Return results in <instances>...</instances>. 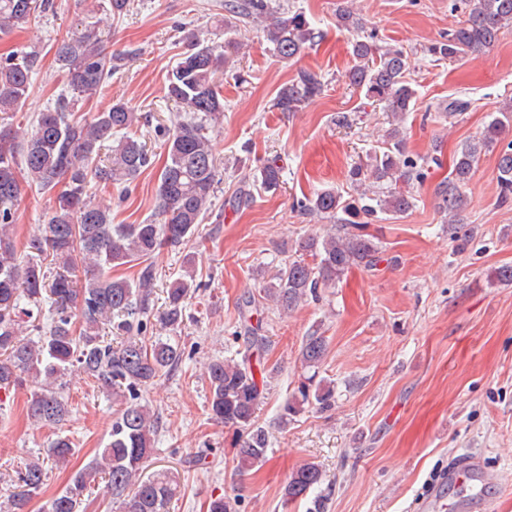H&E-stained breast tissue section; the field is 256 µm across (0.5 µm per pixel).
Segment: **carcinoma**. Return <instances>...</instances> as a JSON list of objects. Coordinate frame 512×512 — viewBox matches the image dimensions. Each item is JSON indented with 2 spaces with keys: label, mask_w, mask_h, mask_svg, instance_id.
<instances>
[{
  "label": "carcinoma",
  "mask_w": 512,
  "mask_h": 512,
  "mask_svg": "<svg viewBox=\"0 0 512 512\" xmlns=\"http://www.w3.org/2000/svg\"><path fill=\"white\" fill-rule=\"evenodd\" d=\"M50 0H0V35L30 23L49 8ZM229 13L264 24L263 32L282 59L291 60L314 42L317 32L301 12L272 5V0H229ZM452 10L464 20L448 30V37L430 44L427 53L451 59L465 51L494 47L502 31L512 28V0H455ZM190 49L183 53L166 78L165 97L188 109L192 117L168 129V157L159 175L158 221L146 224L112 223V207L87 200L89 185L130 183L151 164L145 145L135 136L141 115L127 103L116 101L87 118L77 106L91 100L112 71L124 60L107 51L99 28L84 25L78 33L57 40L55 61L72 91L56 106L38 113L33 132L20 134L4 117L26 102L32 78L40 65L36 50L0 57V390L32 383L28 418L41 427L55 428L70 413L63 395L67 375L91 378L105 390L119 409L112 420L110 441L95 461L76 469L65 488L47 499L40 512H78L84 494L97 477H104L120 512H167L177 492L173 473L161 470L144 477L154 453L158 417L141 403L140 389L178 367V346L157 338L146 342L147 322L153 311L155 269L151 256L165 248L179 249L192 241L210 212L216 184V156L208 125L223 116L224 98L214 81L227 63L226 46L205 44L190 32ZM356 63L348 72L349 84L365 91L400 122L411 111L414 91L405 73L408 56L399 48L379 51L372 42L353 44ZM324 89L321 75L301 70L284 86L275 101L282 112H297ZM512 103L505 104L481 136L465 142L453 160L448 183L439 191L442 208L451 223H462L468 206L464 187L474 176L481 154L498 150V202L512 204ZM111 145V161L100 159L104 144ZM388 147L367 167L351 172L355 181L369 179L379 185L410 184L422 177V165L437 162L431 156L417 160L406 152L399 126L388 132ZM281 167L273 160L260 168L261 185L271 191L280 186ZM54 193L51 214L29 240L36 251L19 260L14 238L15 217L22 183ZM366 194L348 200L333 190H322L297 203L307 215L337 220L327 237L307 236L298 243L303 259L285 262L263 288L265 298L283 311H291L321 288L336 284L354 268L377 266L380 249L366 227L379 213L401 216L413 197L389 190L365 202ZM50 259L43 265V258ZM134 263L133 279L112 275V269ZM184 274L166 290L159 321L175 330L183 323L186 301L198 288L191 260L183 261ZM42 313L46 322L32 325L36 337L24 334L18 320L21 303ZM252 333L241 359L215 358L204 366L208 381L211 418L241 433L237 472L246 474L261 464L268 435L256 423V410L267 383L257 375L269 374L265 354L267 337ZM323 336H308L300 348V361L316 369L327 354ZM300 398L288 401L284 415L293 416L306 403L324 410L335 402L334 388L307 378ZM75 450L71 439L60 434L40 458L25 464L19 473L21 491L8 496L4 512H25L27 503L43 489L46 465L66 467ZM322 481V472L311 462L297 467L283 490L287 503L305 498Z\"/></svg>",
  "instance_id": "carcinoma-1"
}]
</instances>
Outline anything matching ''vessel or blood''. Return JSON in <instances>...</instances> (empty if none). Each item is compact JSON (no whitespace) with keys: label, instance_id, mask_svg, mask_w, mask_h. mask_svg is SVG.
Returning <instances> with one entry per match:
<instances>
[{"label":"vessel or blood","instance_id":"1","mask_svg":"<svg viewBox=\"0 0 512 512\" xmlns=\"http://www.w3.org/2000/svg\"><path fill=\"white\" fill-rule=\"evenodd\" d=\"M444 482L462 488V495L445 503L439 494H430L420 503L419 512H491L493 501L487 490L495 485L496 478L486 467L481 455H469L450 468Z\"/></svg>","mask_w":512,"mask_h":512}]
</instances>
